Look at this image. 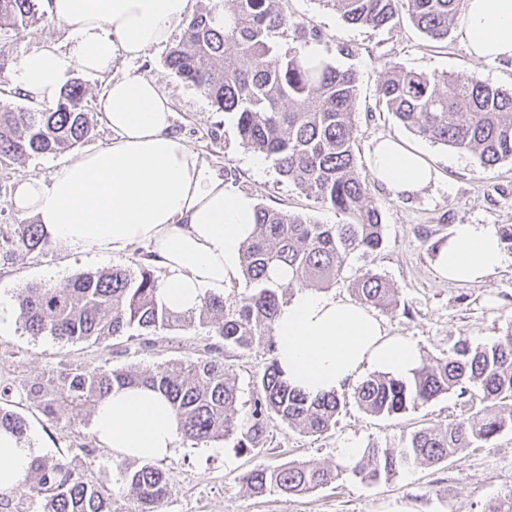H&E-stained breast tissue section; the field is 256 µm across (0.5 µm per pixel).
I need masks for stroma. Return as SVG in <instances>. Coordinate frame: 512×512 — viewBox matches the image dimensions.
I'll list each match as a JSON object with an SVG mask.
<instances>
[{
  "label": "stroma",
  "mask_w": 512,
  "mask_h": 512,
  "mask_svg": "<svg viewBox=\"0 0 512 512\" xmlns=\"http://www.w3.org/2000/svg\"><path fill=\"white\" fill-rule=\"evenodd\" d=\"M283 6L316 30L318 37L310 41V49L357 76L355 153L360 172H367L371 147L382 137L415 144L435 158L442 171L436 186L412 199L392 197L376 183L370 186V203L383 217L385 241L368 266L397 288L400 304L397 311L377 313L387 334L415 340L426 362L442 357L452 337L474 345L496 341L512 321V263L485 281L453 284L439 276L432 248L445 241L458 224H512V161L484 167L469 153L414 135L379 106L378 91L388 62L416 72H445L461 80L476 75L508 91L512 90V59H474L455 28L447 40L434 42L405 18L374 30L346 24L319 0H284ZM47 44L68 49V28L47 20L21 32L0 31V106H25V99L11 89L8 75L23 56ZM168 45L150 48L133 61L116 58L106 73L74 72V79L86 88L85 107L94 115L93 127L70 150L0 164V225L34 221L11 204L18 180L50 181L59 166L111 143L113 132L98 109V100L111 79L125 75L154 80L170 102L171 134L182 137L209 169L250 194L256 204L302 214L322 224L337 223L333 210L318 205L288 182L271 159H264L261 168L251 166L254 153L240 145L232 115L217 111L209 99L165 66ZM147 253L143 246L101 253L53 237L40 251L0 261V320L6 323L0 333V383L19 387L51 374L62 363L105 362L115 369L145 371L170 361L197 359L205 344L199 329L169 332L151 349L126 356L114 339L65 345L49 336H29L21 327L16 303L21 288L127 265ZM268 358L263 343L225 358L239 388L240 413L248 412L254 397L252 378L264 369ZM342 394L346 405L335 427L318 437L301 435L275 420L264 444L251 452L229 442L194 446L178 441L158 461L170 483L164 512H483L490 500L512 488V431H506L485 447L467 449L436 465L411 466L379 484L368 485L347 474L298 496L251 494L240 477L256 466L299 461L332 467L343 463L342 450L347 445L360 449L374 442L395 446L414 431L446 427L461 412L459 399L450 393L399 416L381 418L357 406L352 388H344ZM16 410L28 420L25 445L43 455L89 466L94 476L120 486L119 455L103 447L92 456L80 450L81 444L94 438L91 422L74 427L50 422L33 415L24 400Z\"/></svg>",
  "instance_id": "1"
}]
</instances>
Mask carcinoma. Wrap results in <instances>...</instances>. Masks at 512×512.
<instances>
[{"label":"carcinoma","instance_id":"carcinoma-1","mask_svg":"<svg viewBox=\"0 0 512 512\" xmlns=\"http://www.w3.org/2000/svg\"><path fill=\"white\" fill-rule=\"evenodd\" d=\"M351 24L389 26L400 14L432 41L448 38L465 18V0H320ZM36 0H0V28L25 30L43 20ZM293 29L306 38L304 24L284 12L282 0H218L187 23L183 39L170 48L167 67L231 114L241 144L272 159L278 172L318 204L341 216L336 224L255 208V230L241 249L245 291L226 308L224 297L208 295L195 310L175 314L158 300L150 266L115 265L17 293L19 321L31 336L64 343L125 339L124 351L155 343L176 328L205 331L207 356L170 361L154 370L132 372L107 364L72 367L22 387L34 413L72 424L90 419L117 387L148 386L169 401L183 438L194 445L233 440L241 450L256 448L269 422L280 419L308 436L336 425L342 400L336 393L311 397L284 377L275 355L274 321L288 302L276 271L288 273V288L329 287L344 278L348 262L367 260L384 242L380 211L358 169L354 141L356 75L305 49L283 51L277 38ZM85 90L65 84L55 106L0 108V162L70 149L93 125ZM379 102L415 135L472 154L483 166L512 160V92L478 76L406 70L385 64ZM41 224L0 227V259L35 252L46 243ZM349 287L364 305L394 311L396 289L369 268L351 275ZM264 342L270 354L253 381L258 396L247 417L238 416L239 390L224 364V352ZM464 399L466 416L444 429H422L397 447L373 444L360 458L334 469L306 462L258 465L241 481L255 495L295 496L336 482L349 472L361 482L388 481L413 464H435L468 448H482L512 430V326L491 344L455 341L444 357L421 365L412 377L372 374L357 384V405L374 416L392 417L442 394ZM14 390L0 385V429L23 437L26 419L9 409ZM123 488L87 477L63 457L37 456L25 479L10 492L18 503L38 500L43 512H163L169 494L165 470L152 460L117 465Z\"/></svg>","mask_w":512,"mask_h":512}]
</instances>
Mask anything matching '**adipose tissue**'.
Listing matches in <instances>:
<instances>
[{"mask_svg":"<svg viewBox=\"0 0 512 512\" xmlns=\"http://www.w3.org/2000/svg\"><path fill=\"white\" fill-rule=\"evenodd\" d=\"M49 19L70 28L72 46L25 55L12 69V88L37 104L57 99L76 71L109 70L166 43L188 15L189 0H46ZM461 38L486 60L512 58V0H467ZM98 106L112 142L59 167L50 182H18L12 204L35 215L56 238L102 252L150 246L166 277L159 300L182 314L208 294L223 293L240 272L241 247L254 231V198L208 170L169 131L171 107L156 83L112 81ZM369 171L393 196L413 197L436 184L432 157L400 138L379 139ZM492 224L455 225L437 252L439 273L455 283L479 282L508 260ZM276 356L294 387L312 395L341 391L362 370L411 376L418 344L387 335L366 307L307 288L295 290L275 322ZM99 443L136 458L168 455L180 436L164 398L147 387L115 389L93 419ZM36 455L0 429V490L19 485Z\"/></svg>","mask_w":512,"mask_h":512,"instance_id":"ef3b65f1","label":"adipose tissue"}]
</instances>
